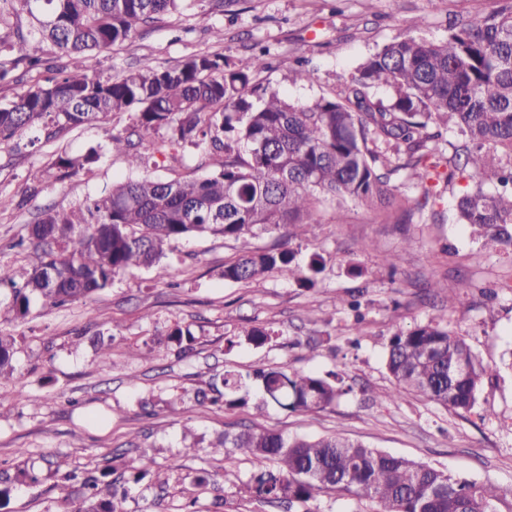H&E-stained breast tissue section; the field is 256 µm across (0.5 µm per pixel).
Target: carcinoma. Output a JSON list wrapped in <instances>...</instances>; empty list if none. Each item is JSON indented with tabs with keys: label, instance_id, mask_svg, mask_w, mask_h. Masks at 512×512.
<instances>
[{
	"label": "carcinoma",
	"instance_id": "carcinoma-1",
	"mask_svg": "<svg viewBox=\"0 0 512 512\" xmlns=\"http://www.w3.org/2000/svg\"><path fill=\"white\" fill-rule=\"evenodd\" d=\"M186 0H0V17L21 6L35 20L28 31L0 36V81L19 65L41 69L28 53L38 39L60 57L101 53L131 39L163 14L180 12ZM265 53L231 60L219 54L188 55L167 68L145 58L118 78L93 77L82 68L60 70L35 81L10 106L0 108V141L32 130L52 137L65 129L103 124L114 113L132 122L109 136L112 151L132 168L145 163L140 147L152 135L162 156L194 146L222 157L220 168L201 179L142 177L68 211H44L31 225L37 252L30 269H0V325L25 318L38 299L60 307L107 288L134 267H150L177 238L206 234L246 238L281 228L288 236L316 235L317 204L349 201L397 206L401 221L411 211L396 205L391 178L408 169L425 184L452 183L467 173L472 187L457 198L454 218L491 246H512V2L448 27L443 44L397 37L369 54L344 90L306 102L286 99L255 82ZM384 87L390 101L373 100ZM454 124L463 142L437 157L438 128ZM96 149L60 155L53 163L65 179L98 161ZM275 270L300 284L321 271L314 255L306 266L289 249L243 251L224 264L226 281L253 284ZM274 331L243 330L255 345ZM191 330L175 326L166 341L189 348ZM15 339L0 332V376L13 372ZM385 367L395 381L392 397L415 394L425 401L470 414L486 369L466 340L438 319L394 333ZM261 404L286 410L324 409L345 393L334 373L257 368L227 370L198 395L215 405L248 402V385ZM212 452L241 455L260 470L249 486L258 497L308 501L323 492L349 493L375 503L373 512H494L503 490L455 479L442 470L394 456L339 434L320 438L269 432H226ZM75 512H123L126 498L115 482L81 480Z\"/></svg>",
	"mask_w": 512,
	"mask_h": 512
}]
</instances>
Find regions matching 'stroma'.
Wrapping results in <instances>:
<instances>
[{
	"label": "stroma",
	"mask_w": 512,
	"mask_h": 512,
	"mask_svg": "<svg viewBox=\"0 0 512 512\" xmlns=\"http://www.w3.org/2000/svg\"><path fill=\"white\" fill-rule=\"evenodd\" d=\"M182 13L160 16L150 28L106 53H89L87 73L108 77L149 58L167 67L196 52L237 59L253 44L269 50L257 80L291 99L310 100L340 92L369 53L421 18L415 37L448 39V24L496 10L500 0H237L224 11L212 0H189ZM220 29L223 40L212 32ZM314 72L309 83L293 80L296 59ZM129 113L107 124L65 131L55 138L0 142V268L30 267L33 248H17L47 208L69 209L109 190L120 179L173 173L202 177L219 158L186 148L175 158H157L140 170L112 151L109 131L125 129ZM96 148L90 170L56 180L58 155ZM393 186L411 223L395 213L347 203L324 204L317 237L286 240L257 232L247 241L203 236L173 241L153 268L114 277L93 299L63 307L33 302L26 320L7 326L15 338L13 375L0 381V467L9 474H40L39 484L9 482L0 512H65L79 501L77 485L55 474L50 463L101 476L123 455L119 476L128 490L126 512H372L368 499L322 494L307 502L262 500L247 484L252 462L216 456L211 445L227 430H267L288 435L339 432L371 447L428 464L460 479L489 482L504 498L495 512H512V248H484L470 226L454 223L453 205L470 184L433 181L421 186L409 172ZM434 201L425 203L424 190ZM294 249L300 260L320 255L322 269L312 287L269 273L259 284L224 281L225 263L244 248ZM396 259L388 268L387 256ZM441 319L464 336L487 369L474 414L461 415L405 394L393 399L394 383L384 367L386 345L396 331ZM177 325L190 327L188 350L163 345ZM273 329L269 341L241 340L243 329ZM113 335L110 362L101 366L90 339ZM284 366L298 372L333 370L347 392L322 410L288 411L275 406L217 408L195 393L212 377ZM155 461L151 474L133 482L141 453ZM206 483H199V476Z\"/></svg>",
	"instance_id": "1"
}]
</instances>
